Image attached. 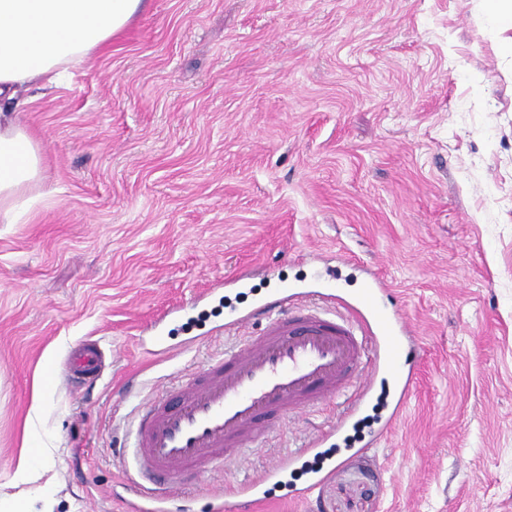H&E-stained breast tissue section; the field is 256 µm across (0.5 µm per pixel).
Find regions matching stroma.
Masks as SVG:
<instances>
[{
    "label": "stroma",
    "instance_id": "1",
    "mask_svg": "<svg viewBox=\"0 0 512 512\" xmlns=\"http://www.w3.org/2000/svg\"><path fill=\"white\" fill-rule=\"evenodd\" d=\"M487 0H151L33 102L46 196L0 223V495L24 440L51 450L54 512H128L116 449L137 408L238 341L224 311L326 267L367 275L417 333L413 387L307 502L257 512H512V53ZM241 286L231 280L239 273ZM199 343H154L188 320ZM97 342L92 385L51 378ZM43 408L33 415L34 395ZM331 408L210 472L191 512L330 431Z\"/></svg>",
    "mask_w": 512,
    "mask_h": 512
}]
</instances>
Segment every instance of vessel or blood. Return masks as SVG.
Wrapping results in <instances>:
<instances>
[{
	"mask_svg": "<svg viewBox=\"0 0 512 512\" xmlns=\"http://www.w3.org/2000/svg\"><path fill=\"white\" fill-rule=\"evenodd\" d=\"M380 279L367 282L355 302L339 304L332 289L286 288L255 304L226 326L242 331L223 358L202 366L162 392L139 413L131 432L133 475L126 491L133 512H188L189 486L201 474L245 459L274 426L309 408L333 402L351 383L359 393L341 412L348 423L370 397L375 378L400 375V396L411 376L400 373L413 330L379 304ZM103 356L96 344L78 349L63 376L98 378ZM316 438L288 453L259 477L227 488L244 505L266 501L269 489L303 456L319 455Z\"/></svg>",
	"mask_w": 512,
	"mask_h": 512,
	"instance_id": "b4317fda",
	"label": "vessel or blood"
}]
</instances>
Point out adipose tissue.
I'll list each match as a JSON object with an SVG mask.
<instances>
[{
	"instance_id": "obj_1",
	"label": "adipose tissue",
	"mask_w": 512,
	"mask_h": 512,
	"mask_svg": "<svg viewBox=\"0 0 512 512\" xmlns=\"http://www.w3.org/2000/svg\"><path fill=\"white\" fill-rule=\"evenodd\" d=\"M147 0H0V223H27L45 195V152L25 112L103 52Z\"/></svg>"
}]
</instances>
